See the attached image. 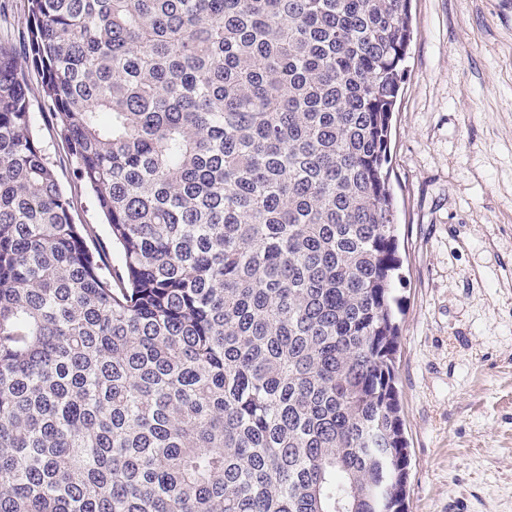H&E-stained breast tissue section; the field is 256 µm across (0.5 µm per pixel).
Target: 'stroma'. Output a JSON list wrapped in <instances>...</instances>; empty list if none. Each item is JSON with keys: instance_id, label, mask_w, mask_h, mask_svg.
<instances>
[{"instance_id": "35a3bbf8", "label": "stroma", "mask_w": 512, "mask_h": 512, "mask_svg": "<svg viewBox=\"0 0 512 512\" xmlns=\"http://www.w3.org/2000/svg\"><path fill=\"white\" fill-rule=\"evenodd\" d=\"M25 9L0 0V38L108 272L117 252L26 59ZM411 27L390 143L408 510L512 512V0H411Z\"/></svg>"}]
</instances>
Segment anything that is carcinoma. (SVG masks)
Segmentation results:
<instances>
[{
	"instance_id": "carcinoma-1",
	"label": "carcinoma",
	"mask_w": 512,
	"mask_h": 512,
	"mask_svg": "<svg viewBox=\"0 0 512 512\" xmlns=\"http://www.w3.org/2000/svg\"><path fill=\"white\" fill-rule=\"evenodd\" d=\"M0 41V512H407L410 0H26ZM24 0H0V38L8 39L14 46L20 67L28 79V97L33 126L45 153L53 165L57 180L72 200V215L76 224L94 227L88 245L100 254L103 273L108 275L117 258L112 249L109 227L100 212L95 197L78 179L76 162L63 138L59 135L56 120L44 101L40 78L26 59L27 29Z\"/></svg>"
}]
</instances>
